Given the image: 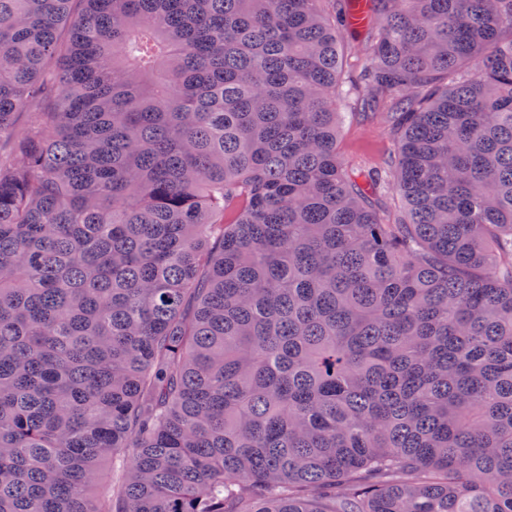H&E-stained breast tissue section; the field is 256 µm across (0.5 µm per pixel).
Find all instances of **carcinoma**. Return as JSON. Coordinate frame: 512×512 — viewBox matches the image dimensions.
I'll return each mask as SVG.
<instances>
[{"label": "carcinoma", "instance_id": "1", "mask_svg": "<svg viewBox=\"0 0 512 512\" xmlns=\"http://www.w3.org/2000/svg\"><path fill=\"white\" fill-rule=\"evenodd\" d=\"M323 2L0 0V512H512V0ZM345 76L358 77L368 64L366 53L367 37L364 33H355L350 28L340 29L339 34ZM363 99L360 93L339 104V112L353 114L340 123L337 152L348 166L379 169L395 154L397 143L390 133L387 114L368 109Z\"/></svg>", "mask_w": 512, "mask_h": 512}]
</instances>
